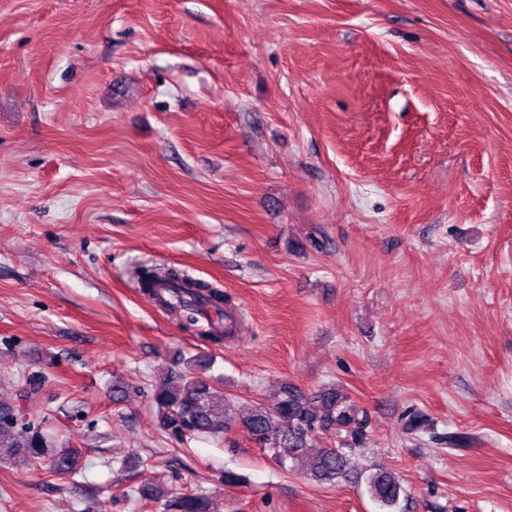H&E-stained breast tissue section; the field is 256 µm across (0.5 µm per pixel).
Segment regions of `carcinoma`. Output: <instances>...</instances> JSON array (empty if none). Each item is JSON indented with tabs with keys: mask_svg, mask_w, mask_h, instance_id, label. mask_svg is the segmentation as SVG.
<instances>
[{
	"mask_svg": "<svg viewBox=\"0 0 512 512\" xmlns=\"http://www.w3.org/2000/svg\"><path fill=\"white\" fill-rule=\"evenodd\" d=\"M137 278L149 294L156 288H167L168 304L179 305L185 320L192 325L198 323L203 306L223 318L224 294L175 268H142L137 271ZM209 367L210 363L203 359L189 360L175 380L151 389L150 397L167 434L178 440L187 436L220 438L240 423L253 442L283 468L288 464L300 467L313 480L329 484L347 475L351 458L344 448L330 445L309 452L316 439L325 434L343 431L350 438L348 445L363 442L368 416L347 394L334 385L307 394L284 383L273 404L257 407L237 420L231 397L200 376ZM38 384L36 379L28 388L17 391L15 397L0 398V457L43 461L53 473L72 474L79 466L77 449L58 445L28 404ZM369 491L383 509L397 508L404 493L395 474L383 467L371 473ZM148 498L162 503L165 512H214L210 497L204 493L171 496L155 488Z\"/></svg>",
	"mask_w": 512,
	"mask_h": 512,
	"instance_id": "obj_1",
	"label": "carcinoma"
}]
</instances>
